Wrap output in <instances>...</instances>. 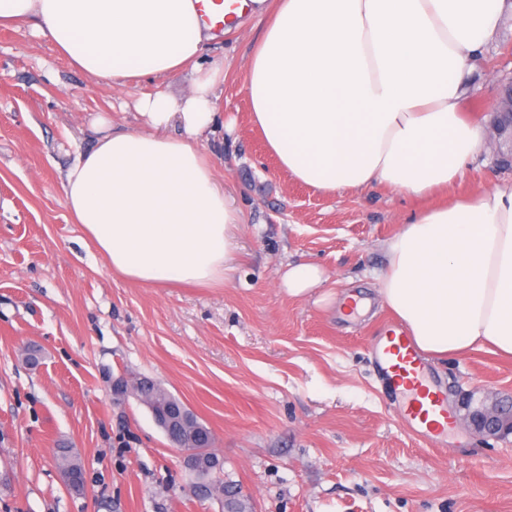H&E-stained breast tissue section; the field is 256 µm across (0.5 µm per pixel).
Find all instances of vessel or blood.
Masks as SVG:
<instances>
[{"instance_id":"vessel-or-blood-1","label":"vessel or blood","mask_w":512,"mask_h":512,"mask_svg":"<svg viewBox=\"0 0 512 512\" xmlns=\"http://www.w3.org/2000/svg\"><path fill=\"white\" fill-rule=\"evenodd\" d=\"M205 25L224 27L239 8V0H198ZM380 372L394 385L404 387L407 399L403 418L416 431H447L452 418L444 397L425 383L422 361L409 340L396 329H388L375 347Z\"/></svg>"}]
</instances>
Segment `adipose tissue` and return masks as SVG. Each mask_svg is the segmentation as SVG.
Masks as SVG:
<instances>
[{
	"instance_id": "ef3b65f1",
	"label": "adipose tissue",
	"mask_w": 512,
	"mask_h": 512,
	"mask_svg": "<svg viewBox=\"0 0 512 512\" xmlns=\"http://www.w3.org/2000/svg\"><path fill=\"white\" fill-rule=\"evenodd\" d=\"M506 0H251L270 15L246 65L250 119L280 169L316 192L385 185L423 199L486 146L459 107ZM73 65L110 84L191 69L187 93L139 104L145 128L99 115L64 203L116 274L153 287L232 282L241 222L208 162L221 64L196 0H0ZM377 295L414 348L512 356V184L406 218Z\"/></svg>"
}]
</instances>
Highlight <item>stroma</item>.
I'll return each instance as SVG.
<instances>
[{
  "mask_svg": "<svg viewBox=\"0 0 512 512\" xmlns=\"http://www.w3.org/2000/svg\"><path fill=\"white\" fill-rule=\"evenodd\" d=\"M266 18L244 15L207 42L220 62L218 116L204 144L244 222L234 280L156 288L115 274L65 207L63 181L91 119L138 130L145 94L187 92L184 70L106 84L76 68L30 24L0 27V512H224L135 399L112 400L118 377H149L211 429L224 482L251 512H512V435L467 428L465 403L512 395V359L483 350L429 359L454 428L439 443L409 433L380 379L373 338L396 317L373 306L340 317L334 297H375L385 243L405 216L512 179L479 152L447 194L417 200L387 186L324 195L284 174L250 122L245 64ZM512 89V12L473 63L465 111L488 116ZM324 280L291 297L289 265ZM44 351L39 367L24 351ZM67 444L85 492L63 483Z\"/></svg>",
  "mask_w": 512,
  "mask_h": 512,
  "instance_id": "stroma-1",
  "label": "stroma"
}]
</instances>
